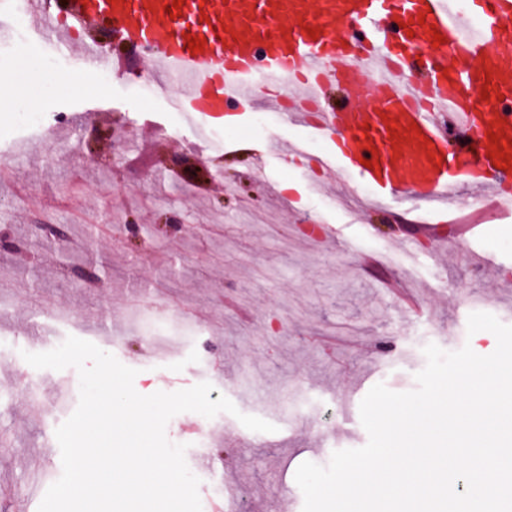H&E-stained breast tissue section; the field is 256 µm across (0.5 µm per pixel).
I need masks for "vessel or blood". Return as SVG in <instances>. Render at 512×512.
Instances as JSON below:
<instances>
[{
  "label": "vessel or blood",
  "mask_w": 512,
  "mask_h": 512,
  "mask_svg": "<svg viewBox=\"0 0 512 512\" xmlns=\"http://www.w3.org/2000/svg\"><path fill=\"white\" fill-rule=\"evenodd\" d=\"M172 3L30 0L38 20L55 5L86 30L109 19L115 40L182 83L181 107L194 116L257 104L309 125L336 145L335 162L319 163L324 180L404 203L465 196L512 211V168L496 167L489 148L493 133L512 142V114L477 106L512 100V0H185L174 18ZM192 38L202 51L188 48ZM81 54L90 68H124L90 39ZM259 68L291 97L259 96ZM336 87L347 103L330 110Z\"/></svg>",
  "instance_id": "vessel-or-blood-1"
}]
</instances>
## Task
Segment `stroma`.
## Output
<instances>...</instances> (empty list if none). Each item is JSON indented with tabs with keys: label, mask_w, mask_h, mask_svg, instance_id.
Here are the masks:
<instances>
[{
	"label": "stroma",
	"mask_w": 512,
	"mask_h": 512,
	"mask_svg": "<svg viewBox=\"0 0 512 512\" xmlns=\"http://www.w3.org/2000/svg\"><path fill=\"white\" fill-rule=\"evenodd\" d=\"M80 35L55 14L31 23L34 54L11 60L14 77L0 76L1 90L24 94L0 112V156L10 159L0 172V232L19 245L0 251V297L10 300L0 332L14 339L0 348V393L14 395L0 408V512H38L62 474L55 430L79 400L75 369L38 370L23 352L75 336L137 369L140 394L210 382V399L226 396L276 432L250 431L227 413L185 412L169 421L167 438L210 432L213 472L201 473L198 449L185 453L202 475L201 497L221 486L247 512H277L282 498L304 503L294 479L301 463L324 466L334 451L367 443L359 406L375 384L414 390L424 346L462 348L470 313L512 325V216L486 219L464 239H433L412 225L444 226L449 215L425 204L408 212L379 205L362 185L337 207L335 189L315 188L314 161L330 145L309 126L284 124L270 110L259 131L250 111L234 127L215 124L222 146L197 141L172 98L140 95L153 65L132 48H117L132 71L85 82L87 67L65 46ZM63 75L70 83H60ZM287 142L312 149L285 163L273 148ZM198 159L223 169V180L191 179ZM288 183L289 196L281 190ZM166 210L188 231L139 254L122 221L132 214L149 228ZM43 221L68 227L65 248L36 242ZM92 243L112 275L74 281ZM478 253L495 269H476ZM372 258L416 309L364 276ZM176 311L178 346L147 347L145 332Z\"/></svg>",
	"instance_id": "1"
}]
</instances>
